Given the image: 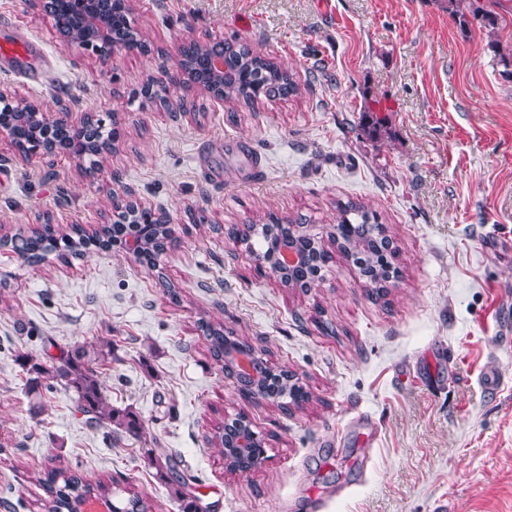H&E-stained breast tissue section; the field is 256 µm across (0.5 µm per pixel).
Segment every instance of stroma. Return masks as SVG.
Listing matches in <instances>:
<instances>
[{"instance_id":"stroma-1","label":"stroma","mask_w":512,"mask_h":512,"mask_svg":"<svg viewBox=\"0 0 512 512\" xmlns=\"http://www.w3.org/2000/svg\"><path fill=\"white\" fill-rule=\"evenodd\" d=\"M46 2L0 0V40L32 43L28 68L0 55V96L118 134L93 168L0 137V237L109 224L120 202L164 214L174 240L151 266L0 247V512H45L38 477L54 467L130 478L149 512H183L154 465L165 454L208 512H512V76L487 46L512 49V0H483L492 33L448 0H132L151 52L105 61L67 43ZM214 38L287 68L300 94L249 107L179 88L183 112L142 99L148 75H177L184 43ZM347 200L393 242L385 299L339 249L302 291L227 236L279 219L323 237ZM203 321L309 401L244 399ZM100 340L105 393L138 435L87 427L55 381L31 395L16 362ZM240 414L265 449L246 474L216 439Z\"/></svg>"}]
</instances>
